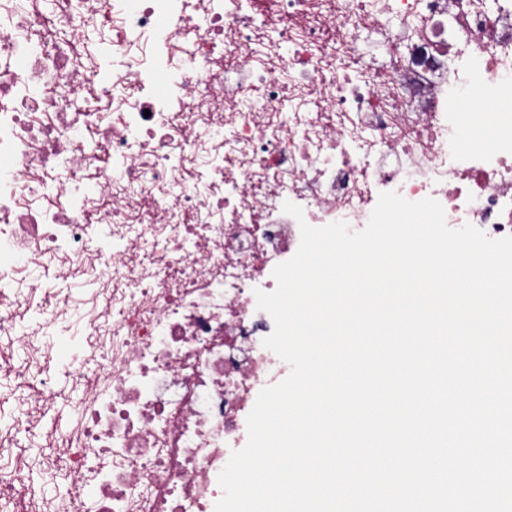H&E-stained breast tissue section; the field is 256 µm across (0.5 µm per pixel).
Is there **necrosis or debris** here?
I'll return each mask as SVG.
<instances>
[{
	"label": "necrosis or debris",
	"instance_id": "obj_1",
	"mask_svg": "<svg viewBox=\"0 0 512 512\" xmlns=\"http://www.w3.org/2000/svg\"><path fill=\"white\" fill-rule=\"evenodd\" d=\"M387 61L369 63L362 32ZM133 88L125 103L119 87ZM512 0H0V379L91 278L92 375L55 512H215L259 392L290 373L255 290L311 226L363 230L381 193L512 236Z\"/></svg>",
	"mask_w": 512,
	"mask_h": 512
}]
</instances>
